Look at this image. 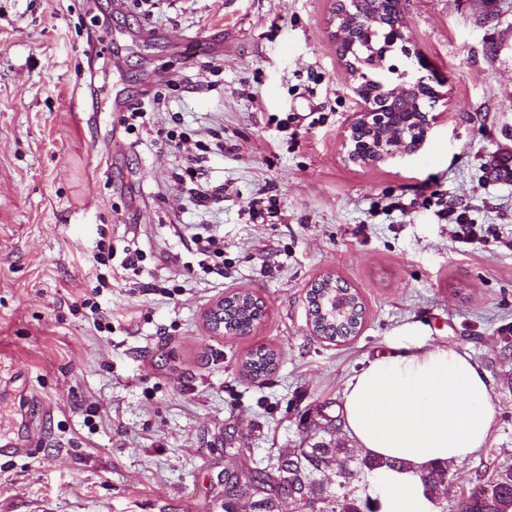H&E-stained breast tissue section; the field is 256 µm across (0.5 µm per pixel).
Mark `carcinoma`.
Instances as JSON below:
<instances>
[{
  "label": "carcinoma",
  "instance_id": "obj_1",
  "mask_svg": "<svg viewBox=\"0 0 512 512\" xmlns=\"http://www.w3.org/2000/svg\"><path fill=\"white\" fill-rule=\"evenodd\" d=\"M380 22L370 26L366 17L350 16L346 47L349 61L359 65L367 61L379 47V36L393 30L400 20L399 0H380L374 5ZM325 279L319 287L311 289V313L319 332L328 340H344L356 332L353 325H334L320 315L319 298L330 287ZM263 317V306L245 293L224 300V333L242 335L251 330ZM276 355L267 349H258L243 362L247 376L258 378L270 373ZM402 470L401 461H379L366 455H355L351 449L333 439L317 441L307 448H298L288 456H281L271 467L259 464L239 470L224 472V512H237V501L246 491L257 495L253 507L258 512H280V502L290 499L301 509H315L324 504L323 512H364L357 502L347 495L329 491L332 477L341 474L355 475L381 467ZM423 493L438 500L448 485V466L436 465L418 474ZM456 512H512V467L504 468L490 479H478L468 493L455 505Z\"/></svg>",
  "mask_w": 512,
  "mask_h": 512
}]
</instances>
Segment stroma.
Wrapping results in <instances>:
<instances>
[{
  "label": "stroma",
  "mask_w": 512,
  "mask_h": 512,
  "mask_svg": "<svg viewBox=\"0 0 512 512\" xmlns=\"http://www.w3.org/2000/svg\"><path fill=\"white\" fill-rule=\"evenodd\" d=\"M335 4L0 0V359L42 425L30 454L0 457V512H224L225 470L328 436L353 447L329 422L396 343L468 353L496 407L429 512L512 466V0H405L448 83L424 146L368 167L344 145L361 103ZM119 99L149 124L126 129ZM170 130L209 146L200 181L222 203L195 204ZM461 214L486 247L456 242ZM195 228L223 258L200 259ZM102 239L115 270L93 258ZM131 240L136 275L119 267ZM326 276L362 306L344 342L308 324ZM243 291L262 321L212 333L206 312ZM261 347L280 358L254 382L241 362Z\"/></svg>",
  "instance_id": "1"
}]
</instances>
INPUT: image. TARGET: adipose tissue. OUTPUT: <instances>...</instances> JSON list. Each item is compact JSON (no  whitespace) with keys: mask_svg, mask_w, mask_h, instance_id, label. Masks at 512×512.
<instances>
[{"mask_svg":"<svg viewBox=\"0 0 512 512\" xmlns=\"http://www.w3.org/2000/svg\"><path fill=\"white\" fill-rule=\"evenodd\" d=\"M489 389L467 355L415 344L392 347L348 380L344 430L361 452L408 465L377 471L372 489L383 512H427L415 472L462 462L485 446L496 417Z\"/></svg>","mask_w":512,"mask_h":512,"instance_id":"1","label":"adipose tissue"}]
</instances>
